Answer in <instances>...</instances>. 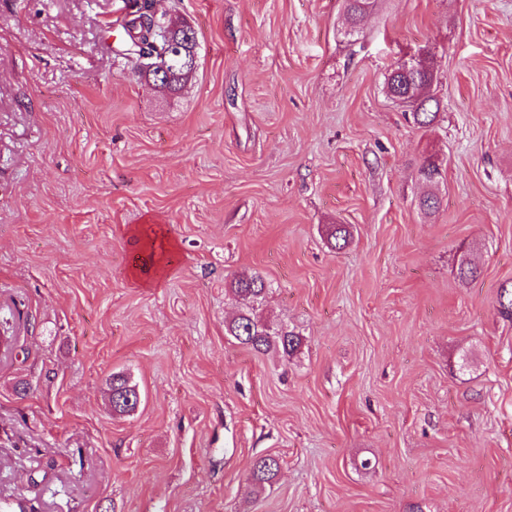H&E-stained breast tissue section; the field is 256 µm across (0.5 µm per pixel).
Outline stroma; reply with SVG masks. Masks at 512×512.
<instances>
[{
    "label": "stroma",
    "instance_id": "obj_1",
    "mask_svg": "<svg viewBox=\"0 0 512 512\" xmlns=\"http://www.w3.org/2000/svg\"><path fill=\"white\" fill-rule=\"evenodd\" d=\"M132 2L0 0V506L512 512V0H376L355 36L343 0H156L197 32L175 94L122 53ZM409 58L428 127L385 92ZM252 274L293 353L229 334ZM434 81L435 67L432 62L422 64L415 70H408L397 62L386 78L385 91L394 101L414 108L415 112H411L414 124L429 126L436 120L440 108L438 100L426 94ZM110 391L112 393V409L116 413H132L135 412V405L138 397L141 396L135 384H132L129 377L124 374H112L110 382ZM133 399V404L128 405L129 399ZM279 465L278 459L270 455L256 458L250 469L253 484L262 489L264 484L269 483L277 475Z\"/></svg>",
    "mask_w": 512,
    "mask_h": 512
}]
</instances>
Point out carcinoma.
I'll use <instances>...</instances> for the list:
<instances>
[{"mask_svg": "<svg viewBox=\"0 0 512 512\" xmlns=\"http://www.w3.org/2000/svg\"><path fill=\"white\" fill-rule=\"evenodd\" d=\"M347 19L350 31H357V23L374 5L375 0H345ZM123 29L129 42L128 55L138 56L141 46H146L159 53L165 49L167 38L178 41L182 56L168 58L170 78L159 85V88L176 91L192 80L193 73L183 67L184 57L189 55L193 45L181 39L180 28L173 21L156 18V24L139 22V15L132 12L125 20ZM435 81V67L428 62L415 70L406 69L401 63H396L388 74L385 82L386 94L396 102L408 104L414 108L411 113L414 124L421 127L429 126L437 118L438 100L427 94ZM445 170L439 165L425 159L418 167V180L426 187L432 188L443 180ZM267 287L259 275L239 277L230 283V291L246 305L247 311L239 315L229 326L228 331L239 343L257 353L270 350L290 354L300 344L298 336L284 327L274 328L256 313V305L265 297ZM112 393V409L116 413H132L135 406L128 405L129 399H138L140 392L124 374L112 375L110 382ZM279 469V461L273 456L256 458L250 469L253 484L261 489L270 482Z\"/></svg>", "mask_w": 512, "mask_h": 512, "instance_id": "1", "label": "carcinoma"}]
</instances>
